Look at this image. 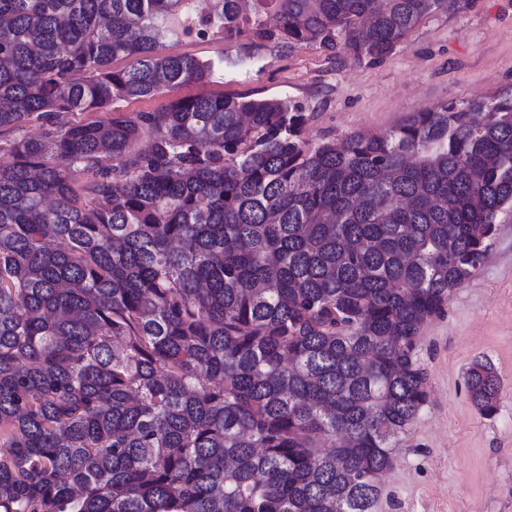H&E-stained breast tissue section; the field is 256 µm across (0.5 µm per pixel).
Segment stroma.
Segmentation results:
<instances>
[{"label": "stroma", "mask_w": 512, "mask_h": 512, "mask_svg": "<svg viewBox=\"0 0 512 512\" xmlns=\"http://www.w3.org/2000/svg\"><path fill=\"white\" fill-rule=\"evenodd\" d=\"M162 52L218 67L208 82L116 100L113 109L134 114L187 96L247 93L303 104L312 114L311 140L382 133L408 113L512 84V0H456L373 65L309 46L288 54L219 38H169ZM419 336L428 399L380 477L374 512H512V224L501 225L475 276ZM478 360L489 361L500 380L490 416L477 410L466 385Z\"/></svg>", "instance_id": "35a3bbf8"}]
</instances>
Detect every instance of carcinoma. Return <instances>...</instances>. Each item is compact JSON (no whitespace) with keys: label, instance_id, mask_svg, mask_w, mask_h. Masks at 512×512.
Returning a JSON list of instances; mask_svg holds the SVG:
<instances>
[{"label":"carcinoma","instance_id":"carcinoma-1","mask_svg":"<svg viewBox=\"0 0 512 512\" xmlns=\"http://www.w3.org/2000/svg\"><path fill=\"white\" fill-rule=\"evenodd\" d=\"M192 2L0 0V512H373L512 224V85L318 143L276 98L112 113L211 79L168 36L374 64L448 0Z\"/></svg>","mask_w":512,"mask_h":512}]
</instances>
